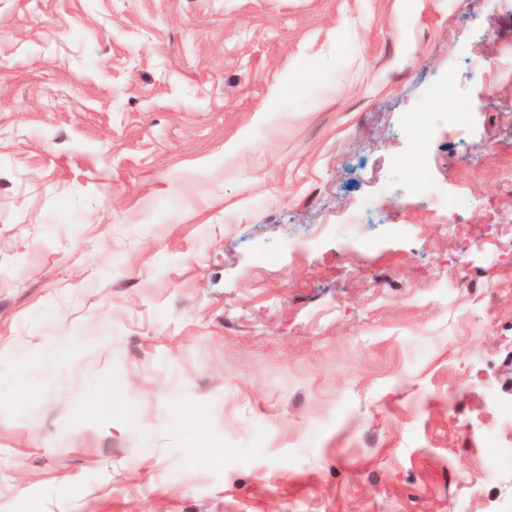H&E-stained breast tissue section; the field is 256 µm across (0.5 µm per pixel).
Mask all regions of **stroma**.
<instances>
[{
	"label": "stroma",
	"instance_id": "35a3bbf8",
	"mask_svg": "<svg viewBox=\"0 0 512 512\" xmlns=\"http://www.w3.org/2000/svg\"><path fill=\"white\" fill-rule=\"evenodd\" d=\"M505 210L512 0H0V512H512Z\"/></svg>",
	"mask_w": 512,
	"mask_h": 512
}]
</instances>
